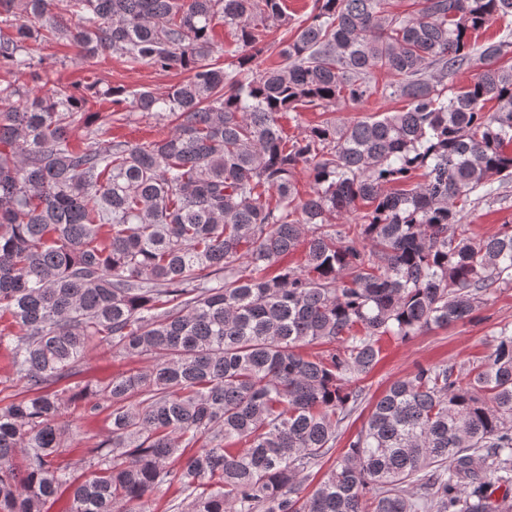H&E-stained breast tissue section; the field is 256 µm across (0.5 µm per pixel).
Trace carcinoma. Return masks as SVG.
<instances>
[{
  "label": "carcinoma",
  "instance_id": "1",
  "mask_svg": "<svg viewBox=\"0 0 512 512\" xmlns=\"http://www.w3.org/2000/svg\"><path fill=\"white\" fill-rule=\"evenodd\" d=\"M415 5L313 0L295 22L285 0H68L72 27L54 0H0L13 29L0 69L43 83L0 85V347L26 387L0 406V512H42L62 488L70 512H151L174 484L171 512H512L506 325L480 364L393 382L332 458L383 337L464 323L512 286V227L479 238L461 216L512 180V33L471 41L512 17V0ZM218 17L232 49L214 41ZM31 42L182 79L163 94L81 89L35 71ZM92 94L111 109L87 111ZM373 95L405 105L327 116L292 140L279 124ZM126 112L172 130L72 143ZM301 244L303 267L267 276ZM95 341L152 363L69 397L50 390ZM79 400L87 416L108 412L112 434L82 482L57 463Z\"/></svg>",
  "mask_w": 512,
  "mask_h": 512
}]
</instances>
